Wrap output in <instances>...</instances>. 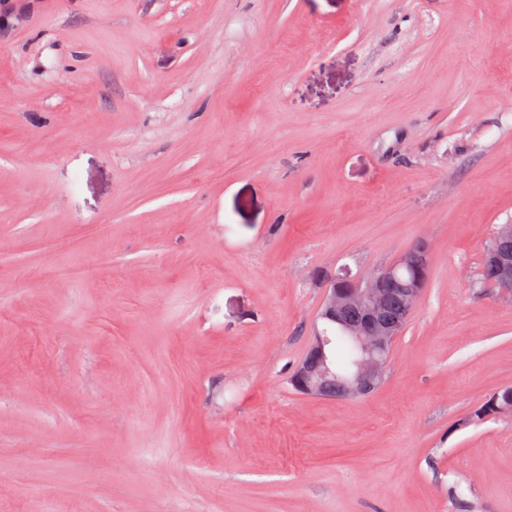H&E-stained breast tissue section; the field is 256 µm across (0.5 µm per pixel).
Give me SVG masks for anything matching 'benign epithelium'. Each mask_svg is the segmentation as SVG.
I'll return each instance as SVG.
<instances>
[{"mask_svg": "<svg viewBox=\"0 0 512 512\" xmlns=\"http://www.w3.org/2000/svg\"><path fill=\"white\" fill-rule=\"evenodd\" d=\"M485 266L499 288L500 298L512 303V251L497 247L487 251ZM392 267L364 274L348 282L345 288L328 283L319 317L333 322L342 320L343 314L353 309L358 322L347 325L348 332L358 342L362 353L344 385L347 398L364 397L382 383L391 346L399 335L397 326L387 319L386 311L391 298L387 288ZM424 281L413 282L403 289L402 301L410 311L420 302ZM326 337L317 333L309 347L306 360L294 370L295 388L307 397H323L328 392L330 368L323 361Z\"/></svg>", "mask_w": 512, "mask_h": 512, "instance_id": "1", "label": "benign epithelium"}]
</instances>
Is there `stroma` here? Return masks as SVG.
Wrapping results in <instances>:
<instances>
[{"label":"stroma","instance_id":"obj_1","mask_svg":"<svg viewBox=\"0 0 512 512\" xmlns=\"http://www.w3.org/2000/svg\"><path fill=\"white\" fill-rule=\"evenodd\" d=\"M13 2L0 512H512V0ZM421 242L380 387L294 392L329 279ZM485 266L483 265L481 273L482 283L485 279L494 283V279L500 298L512 303V252L500 247V244L497 248L488 249Z\"/></svg>","mask_w":512,"mask_h":512}]
</instances>
